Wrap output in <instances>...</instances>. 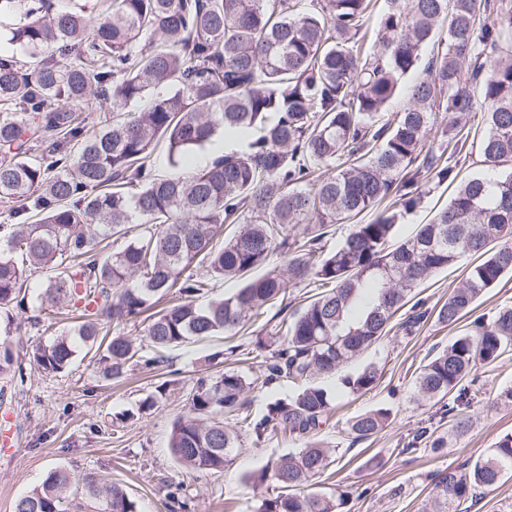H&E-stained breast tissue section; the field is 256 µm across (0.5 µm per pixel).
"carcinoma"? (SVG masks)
Returning <instances> with one entry per match:
<instances>
[{"instance_id":"1","label":"carcinoma","mask_w":512,"mask_h":512,"mask_svg":"<svg viewBox=\"0 0 512 512\" xmlns=\"http://www.w3.org/2000/svg\"><path fill=\"white\" fill-rule=\"evenodd\" d=\"M67 0L53 11L46 0H0L12 17L11 40L27 56L0 57V202H20L14 224H0V311L25 307L27 266L48 271L40 294L49 308L74 307V327L36 345L29 361L47 374L65 371L75 356L72 337L104 347V376L137 362L138 349L111 324L137 319L160 299L180 300L143 321L155 356L189 339L239 331L257 320L288 288L314 280L322 291L291 320L265 361L262 381L235 370L202 378L188 415L173 426L175 460L194 471H222L233 461L241 431L261 443L279 433L301 443L249 477L281 488L254 512H343L346 495L306 493L303 486L332 463L313 441L332 412L316 380L336 374L392 329L427 318L414 291L437 272L478 256L436 310L454 325L473 316L475 303L512 273V4L493 0H390L377 30H364L368 0ZM447 50L428 61L425 76L407 89L423 50L442 31ZM487 106L481 151L493 174L457 181L456 162L467 137L456 115L471 111L473 89ZM408 104L384 119L390 102ZM149 107L125 122L88 134L78 104L112 99L124 108L144 98ZM450 116L436 146L416 165L437 114ZM263 134L247 150L210 166L156 178L149 160L161 141L171 163L204 147L219 132ZM78 143L67 153L66 145ZM330 176L310 184L315 169ZM456 185L448 206L396 243L397 215L378 211L391 195L406 210L418 204L421 171ZM377 215L368 223L360 218ZM143 231L124 247L127 225ZM238 230L224 238V225ZM335 224L350 232L330 253L318 245ZM286 269L269 267L272 256ZM206 268L194 277L192 265ZM265 272L259 276L254 272ZM237 278L232 295L199 303L210 279ZM512 352V306L470 329L418 373L417 396L451 397L442 405L456 432L476 397L464 380L474 367ZM24 378L12 347L0 342V377ZM286 378L297 390L267 404L255 420L241 415L256 383ZM377 379L374 366L344 379L352 392ZM384 408L348 422L354 439L380 432ZM512 477V434L493 452L440 477L428 512H461L480 490ZM84 489L99 512H136L122 487L93 475L76 480L57 469L15 503V512H71L69 497Z\"/></svg>"}]
</instances>
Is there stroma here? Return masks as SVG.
Segmentation results:
<instances>
[{"instance_id": "obj_1", "label": "stroma", "mask_w": 512, "mask_h": 512, "mask_svg": "<svg viewBox=\"0 0 512 512\" xmlns=\"http://www.w3.org/2000/svg\"><path fill=\"white\" fill-rule=\"evenodd\" d=\"M486 112L478 97L461 119L469 138L467 157L458 166L460 177L484 169L479 139ZM452 194L448 184L434 185L415 209L399 211L396 238L428 223ZM46 281L45 270L29 268V303L14 310L11 325L0 327V340H8L18 356L49 341L43 324L53 323L58 332L72 326L65 315L41 306L38 295ZM468 329L465 320L451 327L431 317L413 331L392 330L347 362L337 376L323 379L336 413L316 439L333 447L334 461L311 483V491H344V512H423L439 474L485 457L502 435L512 433V403L501 396L504 389L512 388V352L472 371L477 396L466 410L469 428L462 436L452 435L450 423L441 417L440 402L419 398L415 392L421 367ZM270 354V349L257 348L255 333L245 330L231 337L183 343L165 351L158 369L131 367L110 381L100 373L98 353L82 348L63 373L45 374L30 365L24 380L1 378L6 406L14 413L15 449H0V512H14L18 498L60 468L78 477L91 472L118 484L137 512H253L259 499L276 497L280 490L271 481L254 487L248 475L296 452V442L278 436L258 444L245 435L231 466L221 472H201L182 467L169 441L172 424L187 414L200 378L230 369L255 378ZM369 364L377 368L375 384L366 392L351 393L343 377ZM149 395L156 398L154 407L139 412L140 401ZM378 408L389 410L388 425L368 440L354 441L348 422ZM424 429L447 437V447L436 452L416 441V434ZM176 489L187 508H179L171 499Z\"/></svg>"}]
</instances>
